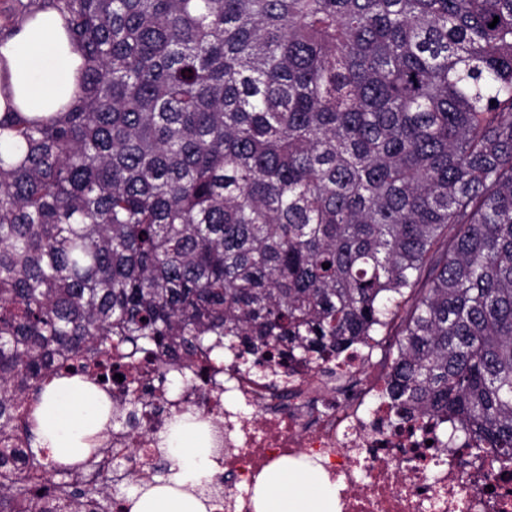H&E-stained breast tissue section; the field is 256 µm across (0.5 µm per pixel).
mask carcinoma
<instances>
[{
	"label": "carcinoma",
	"instance_id": "cac0c4a2",
	"mask_svg": "<svg viewBox=\"0 0 512 512\" xmlns=\"http://www.w3.org/2000/svg\"><path fill=\"white\" fill-rule=\"evenodd\" d=\"M46 8L83 62L64 111L0 115V512H111L100 448L20 420L52 375L124 394L97 441L140 364L382 335L397 421L512 472V0H13L0 41Z\"/></svg>",
	"mask_w": 512,
	"mask_h": 512
}]
</instances>
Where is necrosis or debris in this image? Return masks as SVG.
Instances as JSON below:
<instances>
[{
  "label": "necrosis or debris",
  "instance_id": "necrosis-or-debris-1",
  "mask_svg": "<svg viewBox=\"0 0 512 512\" xmlns=\"http://www.w3.org/2000/svg\"><path fill=\"white\" fill-rule=\"evenodd\" d=\"M361 346L329 371L302 362L285 369H244L233 352L208 386L185 387L216 452L209 480L218 512H255L251 490L275 461L304 460L336 487L337 512H512V480L488 474L468 449L430 447L436 420L391 429L385 374ZM174 408L148 396L139 439L112 435L114 457L150 471L155 440Z\"/></svg>",
  "mask_w": 512,
  "mask_h": 512
}]
</instances>
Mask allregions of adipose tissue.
<instances>
[{"label":"adipose tissue","mask_w":512,"mask_h":512,"mask_svg":"<svg viewBox=\"0 0 512 512\" xmlns=\"http://www.w3.org/2000/svg\"><path fill=\"white\" fill-rule=\"evenodd\" d=\"M10 65L19 112L48 116L61 111L77 88L82 58L71 45L56 10L38 12L0 46ZM107 396L80 378L49 384L36 411L37 445L57 462L78 461L85 439L108 422ZM177 471L167 485H144L131 512H207L196 490L209 469L208 438L194 424L178 422L167 440ZM256 512H335L331 488L302 468L273 464L254 495Z\"/></svg>","instance_id":"adipose-tissue-1"}]
</instances>
